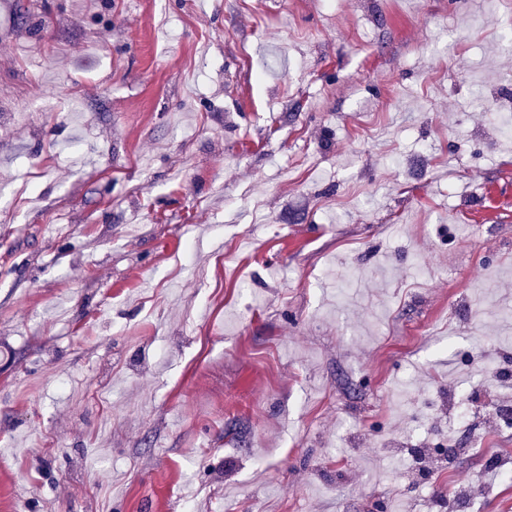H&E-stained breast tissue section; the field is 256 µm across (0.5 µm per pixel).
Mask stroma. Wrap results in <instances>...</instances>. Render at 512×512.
<instances>
[{"label":"stroma","mask_w":512,"mask_h":512,"mask_svg":"<svg viewBox=\"0 0 512 512\" xmlns=\"http://www.w3.org/2000/svg\"><path fill=\"white\" fill-rule=\"evenodd\" d=\"M511 33L0 0V512H512Z\"/></svg>","instance_id":"stroma-1"}]
</instances>
